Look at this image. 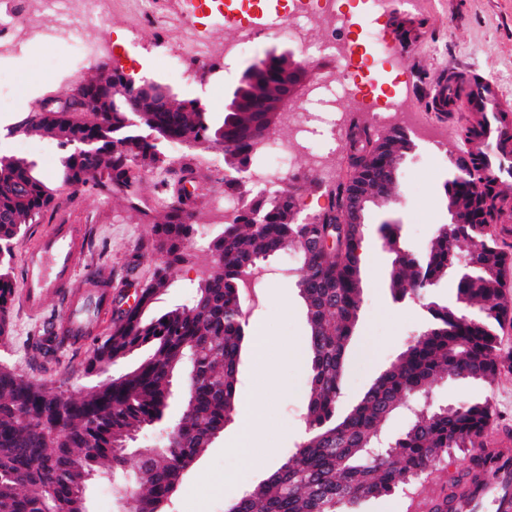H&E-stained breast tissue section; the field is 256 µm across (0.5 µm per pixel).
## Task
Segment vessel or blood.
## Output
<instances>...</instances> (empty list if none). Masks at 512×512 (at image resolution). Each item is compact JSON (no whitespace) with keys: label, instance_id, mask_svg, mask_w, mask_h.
Listing matches in <instances>:
<instances>
[{"label":"vessel or blood","instance_id":"1","mask_svg":"<svg viewBox=\"0 0 512 512\" xmlns=\"http://www.w3.org/2000/svg\"><path fill=\"white\" fill-rule=\"evenodd\" d=\"M449 100L472 113L480 125L481 135L471 141L464 159L478 160L486 183H500L505 170L512 168V123L502 117L512 105L498 84L485 78L461 87L441 84L434 104L441 109ZM87 231L83 224L49 225L29 242L23 260L22 307L37 317L49 300L59 301L64 313L49 332L74 348L112 314L111 283L80 274ZM481 454L496 458L493 475L472 467L462 470L451 479L447 493L429 501L427 512H512V447L485 448Z\"/></svg>","mask_w":512,"mask_h":512}]
</instances>
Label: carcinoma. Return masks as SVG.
I'll return each instance as SVG.
<instances>
[{"mask_svg":"<svg viewBox=\"0 0 512 512\" xmlns=\"http://www.w3.org/2000/svg\"><path fill=\"white\" fill-rule=\"evenodd\" d=\"M252 76L273 93L279 90V61L265 56L252 63ZM100 94L94 80L66 96L42 97L17 127L45 130L60 137L65 152L64 183L73 193L107 189L121 192L131 208L143 212L139 165L162 162L165 146L187 133L224 141V178L243 202L237 215L211 240L210 250L222 256L221 274L195 288L191 305L160 315L153 312L157 294L168 286L172 266L183 261V249L194 225L189 223L191 194L184 183L201 178L196 167L182 164L171 185L172 202L155 224V249L160 264L152 283L141 290L140 307L120 310L113 331L89 363L95 373L109 362L141 347L147 355L133 369L97 382L62 411L56 398L9 368L0 367V512H56L57 502L85 512L79 486L89 471L123 472L127 449L115 448L118 438L160 422L176 398L180 375L194 374V383L180 399L178 439L139 457L140 512H160L183 471L224 430L234 410L246 319L242 310V275L266 258L289 248L301 259L297 287L307 306L311 367L307 404V436L279 468L253 489L239 495L231 512H360L369 499L404 491L432 469L451 448H473L495 416L489 399L450 404H425L437 378L493 382L500 371L496 327L502 324L500 269L503 253L491 227L497 207L473 190L482 179L476 162L456 159L454 174L443 183L445 196L458 220L441 224L423 251L396 250L391 272L397 300H423L464 255L469 272L455 277L456 299L480 306L472 319L456 306L425 303L420 334L412 337L346 415L336 417L347 365V347L362 307L361 257L357 227L340 224L352 185L364 183L375 199L391 201L384 169L414 143L401 129L373 135L356 124L348 135L351 176L331 191L328 208L297 224L288 211L297 209V192L277 204L265 203L254 188H246L240 171L255 158L258 137H266L276 113L260 112L243 102L213 122L211 112L197 109L192 99L177 100L161 112H149L144 125L149 139L127 123L124 112L107 108L78 123L85 100ZM94 143L91 152L76 153L72 139ZM122 148L114 149L113 144ZM103 174L98 180L93 174ZM59 205L53 189L35 173V165L16 158L0 165V336L8 333L12 288V245L28 224L37 223ZM335 239L331 249L317 244ZM407 410L405 428L379 444L384 424ZM54 482V495L44 483Z\"/></svg>","mask_w":512,"mask_h":512,"instance_id":"1","label":"carcinoma"}]
</instances>
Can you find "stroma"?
<instances>
[{
  "instance_id": "obj_1",
  "label": "stroma",
  "mask_w": 512,
  "mask_h": 512,
  "mask_svg": "<svg viewBox=\"0 0 512 512\" xmlns=\"http://www.w3.org/2000/svg\"><path fill=\"white\" fill-rule=\"evenodd\" d=\"M166 38L183 43L185 78L169 82L164 66L165 49L144 31L137 0H105V21L92 33L101 46L88 61H79L75 43L32 41L27 51L14 57L4 70L16 89L11 112L0 116V157H18L17 144L27 141L26 160L36 165L39 177L57 189L62 202L50 210L41 224L29 225L24 237L14 245V262L22 264L26 246L42 225L54 222L86 224L90 234L82 269L107 276L113 296L128 287H144L156 270L157 254L152 225L130 209L120 194L110 191L72 193L62 180V150L45 134L12 133L11 128L46 92L69 95L84 83L97 66L106 63L125 75L169 84L177 98H199L221 114L245 62L224 63V39L229 32L221 13L194 11L189 0H158ZM373 28L380 36L387 85L372 100L343 103L346 123L366 122L374 107L392 103L395 111L416 108L427 123L441 128L445 138L440 149H430L423 140L400 162L397 202L370 205L363 228L360 250L364 280L363 305L348 349V364L338 414H346L358 403L391 360L402 350L407 338L423 325L421 302L395 301L390 271L394 255L382 245L380 225L392 220L398 225L401 247L420 251L428 246L438 225L448 223L450 213L443 190L448 177L449 157L466 147V129L473 120L468 113L451 106L433 107L437 85L454 75L483 77L496 82L512 100V0H431L421 13L406 14L397 5L376 14ZM172 168L146 172L141 195L148 208L166 199L167 183L174 179L175 167L191 163L205 182H212L213 153L185 146L170 148ZM348 175L346 153H338L331 172L322 180L305 182L299 198L302 215L311 217L328 207L329 191ZM212 254L203 243L187 247L185 259L172 269L170 287L154 304L162 313L189 302L191 292L205 279ZM275 268L262 288L243 295L249 328L264 330L272 345L262 367H255L251 346H244L237 385L236 405L223 432L190 465L163 512H226L234 496L225 481L248 488L259 484L281 466L306 435L304 414L309 397L310 367L307 346L306 304L297 287L299 261L295 254L266 259ZM9 332L0 338V364L47 389H66L80 394L97 383L87 371L98 347L111 336V327H102L81 348L44 353L40 337L46 331L23 313L17 304L9 306ZM503 367L490 384L481 381L439 379L431 384L435 402L486 398L496 411V420L485 439L499 434L512 436V322L498 327ZM251 400L252 411L262 423L258 446L263 455L259 468L247 471L232 447L238 433L243 400ZM470 449L454 448L447 458L425 473L406 493L371 499L362 512H420L435 494L448 488L451 472L464 468Z\"/></svg>"
}]
</instances>
